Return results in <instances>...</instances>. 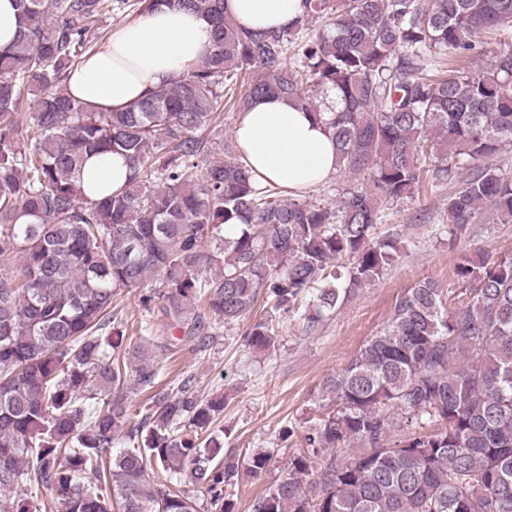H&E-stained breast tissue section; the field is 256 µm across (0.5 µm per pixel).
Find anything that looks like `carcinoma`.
I'll use <instances>...</instances> for the list:
<instances>
[{"instance_id":"cac0c4a2","label":"carcinoma","mask_w":512,"mask_h":512,"mask_svg":"<svg viewBox=\"0 0 512 512\" xmlns=\"http://www.w3.org/2000/svg\"><path fill=\"white\" fill-rule=\"evenodd\" d=\"M17 3L20 34L0 49V489L15 492L0 512H38L35 488L61 512H197L187 486L211 512H235L240 459L212 436L224 397L132 367L116 296L161 278L166 329L188 327L203 347L213 327L195 305L231 325L264 298L244 336L271 351L275 314L307 299L312 327L397 261L398 232L374 237L377 198L457 180L449 243L482 219L511 224L512 175L485 159L512 145V0H302L290 27L260 34L225 17L224 0ZM164 4L210 20L212 50L119 111L65 93L114 9ZM316 19L323 31L299 38ZM483 32L500 35L489 66H442ZM266 95L324 120L338 169L370 187L334 206L287 200L239 157H215L207 131L224 101L243 112ZM112 152L128 182L91 200L81 170ZM212 265L222 272L202 276ZM455 276L461 292L405 290L325 378L328 408L253 512H512V253L468 258ZM148 346L168 348L149 323L132 349ZM347 441L361 447L340 458Z\"/></svg>"}]
</instances>
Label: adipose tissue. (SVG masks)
Returning <instances> with one entry per match:
<instances>
[{
    "label": "adipose tissue",
    "instance_id": "1",
    "mask_svg": "<svg viewBox=\"0 0 512 512\" xmlns=\"http://www.w3.org/2000/svg\"><path fill=\"white\" fill-rule=\"evenodd\" d=\"M224 11L243 28L262 33L292 25L302 8L301 0H224ZM211 47L206 19L163 6L113 31L70 73L67 92L93 111L121 109L177 78ZM235 139L243 164L261 186L273 183L299 196L337 169L327 125L281 97L256 100L243 112ZM129 175L122 155L95 156L85 165L81 185L97 199L105 186L122 188Z\"/></svg>",
    "mask_w": 512,
    "mask_h": 512
}]
</instances>
